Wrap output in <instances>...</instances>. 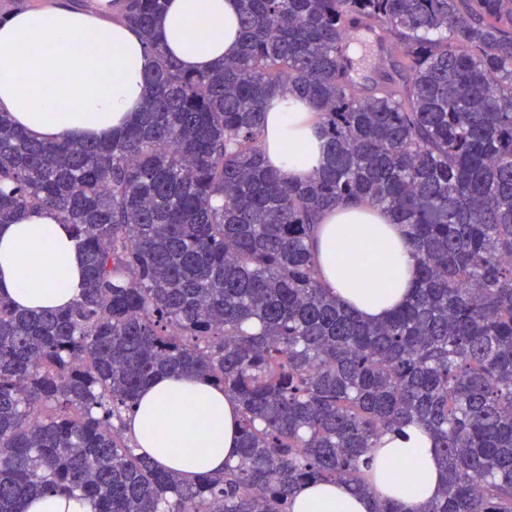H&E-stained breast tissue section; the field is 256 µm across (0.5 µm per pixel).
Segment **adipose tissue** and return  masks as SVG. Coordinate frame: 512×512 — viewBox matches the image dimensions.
I'll return each instance as SVG.
<instances>
[{"label": "adipose tissue", "instance_id": "1", "mask_svg": "<svg viewBox=\"0 0 512 512\" xmlns=\"http://www.w3.org/2000/svg\"><path fill=\"white\" fill-rule=\"evenodd\" d=\"M110 2L88 10L56 0L0 18V112L36 139L101 137L134 120L156 58L133 26L113 20ZM239 11L240 0H167L155 34L184 70L206 71L235 53ZM199 15L208 18L206 29L194 28ZM265 141L271 166L286 181L306 179L323 160L313 113L288 95L267 101ZM315 248L327 290L362 321L385 320L412 291L416 261L405 227L376 208L328 212ZM83 270L70 229L53 212L29 211L0 225V296L15 307L69 306L85 286ZM129 433L160 466L194 481L236 459L239 411L210 379L159 375L140 392ZM372 464L374 496L339 482L309 483L293 496L292 512H371L377 498L418 512L442 487L433 443L414 426L384 438Z\"/></svg>", "mask_w": 512, "mask_h": 512}]
</instances>
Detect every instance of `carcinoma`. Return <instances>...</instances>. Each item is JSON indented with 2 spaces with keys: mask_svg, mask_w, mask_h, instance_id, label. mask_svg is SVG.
Wrapping results in <instances>:
<instances>
[{
  "mask_svg": "<svg viewBox=\"0 0 512 512\" xmlns=\"http://www.w3.org/2000/svg\"><path fill=\"white\" fill-rule=\"evenodd\" d=\"M165 0H112L156 57L127 128L39 142L0 112V224L55 212L83 252L64 311L0 298V512H289L310 481L372 494L366 454L414 423L446 472L420 512H512V0H241L236 53L189 73L154 40ZM398 62L358 93L350 27ZM315 113L305 182L264 156L266 101ZM363 202L406 225L411 297L369 324L329 295L312 240ZM240 411L238 459L187 482L125 415L164 373ZM86 501L78 498L66 499L53 494H44L30 499L26 512H90Z\"/></svg>",
  "mask_w": 512,
  "mask_h": 512,
  "instance_id": "1",
  "label": "carcinoma"
}]
</instances>
